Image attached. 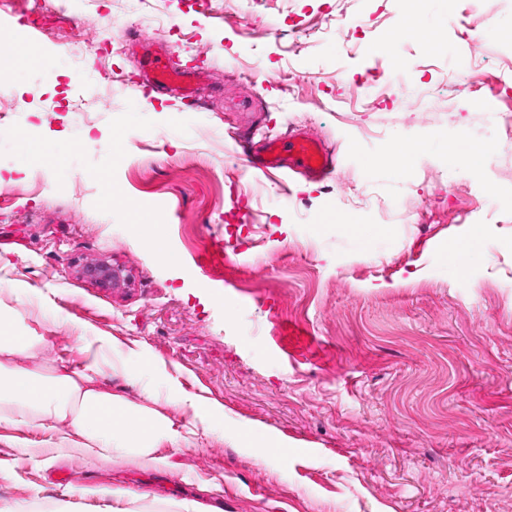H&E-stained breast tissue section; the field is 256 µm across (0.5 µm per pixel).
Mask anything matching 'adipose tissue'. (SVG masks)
<instances>
[{
    "label": "adipose tissue",
    "instance_id": "adipose-tissue-1",
    "mask_svg": "<svg viewBox=\"0 0 512 512\" xmlns=\"http://www.w3.org/2000/svg\"><path fill=\"white\" fill-rule=\"evenodd\" d=\"M52 316L48 301L23 299L15 288L0 290V424L58 434L38 448L18 442V462L50 466L71 458L110 464L134 459L144 466L167 465L160 446L178 443L183 436L171 415L155 408L154 391L144 388L142 401L135 402L101 381L108 370L128 373L123 345L113 336L81 342L79 348L90 361L80 371L62 361L38 360L42 341L28 324ZM107 348L115 361L102 360ZM62 426L67 429L63 435L58 432ZM113 495L115 505L103 512H208L195 500H148L128 489Z\"/></svg>",
    "mask_w": 512,
    "mask_h": 512
}]
</instances>
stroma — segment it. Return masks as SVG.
<instances>
[{
    "label": "stroma",
    "instance_id": "stroma-1",
    "mask_svg": "<svg viewBox=\"0 0 512 512\" xmlns=\"http://www.w3.org/2000/svg\"><path fill=\"white\" fill-rule=\"evenodd\" d=\"M56 2L0 13V50L23 33L51 60L0 74V286L51 301L55 324L31 326L43 358L85 367L84 324L165 360L158 409L174 386L221 403L224 428L163 444L166 468L46 467L15 443L47 433L2 424L0 503L102 512L115 487L178 500L211 483L224 512H512V0ZM412 17L438 42L399 37ZM61 26L83 34V67ZM158 43L209 73L197 97L145 90ZM456 73L477 91L456 95ZM297 131L337 152L332 178L247 168L240 139ZM460 137L492 145L481 167L449 165ZM401 140L426 149L393 163ZM137 216L177 263L134 243ZM97 263L121 277L94 283ZM246 422L287 448L257 461ZM484 233V225H472L470 228V235L464 240V243L460 247H455L449 252V255L453 257L451 263L454 265L462 263L469 256L471 249L483 238Z\"/></svg>",
    "mask_w": 512,
    "mask_h": 512
}]
</instances>
